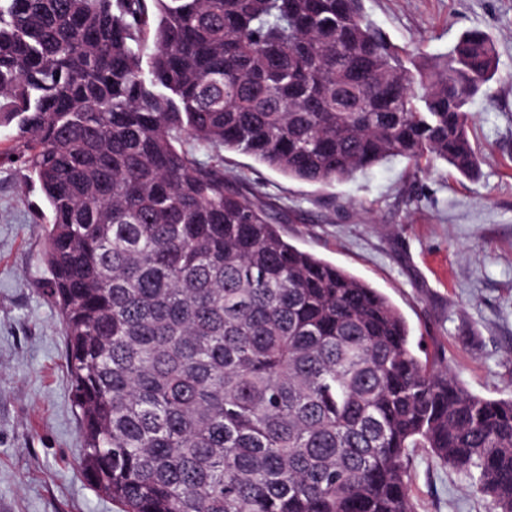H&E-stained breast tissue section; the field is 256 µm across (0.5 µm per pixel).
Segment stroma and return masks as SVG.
Masks as SVG:
<instances>
[{
	"instance_id": "1",
	"label": "stroma",
	"mask_w": 512,
	"mask_h": 512,
	"mask_svg": "<svg viewBox=\"0 0 512 512\" xmlns=\"http://www.w3.org/2000/svg\"><path fill=\"white\" fill-rule=\"evenodd\" d=\"M367 18L423 64L462 33L492 40L498 71L468 106L476 178L441 161L393 159L330 185L288 178L225 152L224 172L287 207L279 230L343 268L400 310L412 342L471 392L512 398V0H363ZM16 126H0V512H117L81 471V421L65 334L43 293V203L28 171L6 157ZM416 512H494L470 475L430 449L409 454Z\"/></svg>"
}]
</instances>
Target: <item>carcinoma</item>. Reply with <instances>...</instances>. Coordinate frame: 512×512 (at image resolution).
<instances>
[{
  "label": "carcinoma",
  "instance_id": "obj_1",
  "mask_svg": "<svg viewBox=\"0 0 512 512\" xmlns=\"http://www.w3.org/2000/svg\"><path fill=\"white\" fill-rule=\"evenodd\" d=\"M411 57L362 0H0V125L50 211L80 465L118 512H414L411 448L512 512V399L422 359L224 174L226 151L314 184L474 173L490 38Z\"/></svg>",
  "mask_w": 512,
  "mask_h": 512
}]
</instances>
